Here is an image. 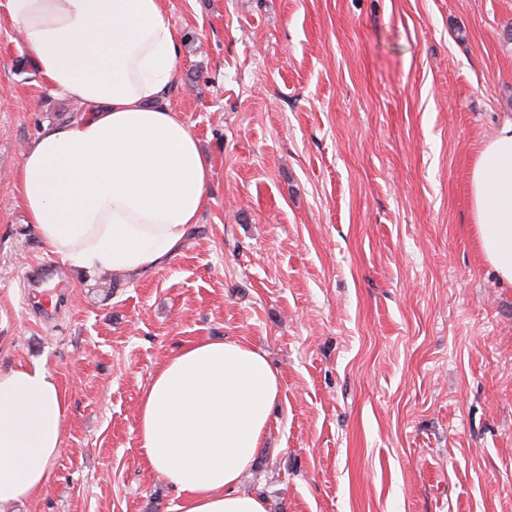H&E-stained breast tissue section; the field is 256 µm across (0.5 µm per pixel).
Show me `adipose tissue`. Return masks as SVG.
I'll use <instances>...</instances> for the list:
<instances>
[{"label": "adipose tissue", "instance_id": "ef3b65f1", "mask_svg": "<svg viewBox=\"0 0 512 512\" xmlns=\"http://www.w3.org/2000/svg\"><path fill=\"white\" fill-rule=\"evenodd\" d=\"M165 0H9L45 83L80 104L44 124L14 182L45 247L86 271L142 274L179 253L208 197L211 166L168 92L179 72ZM482 258L512 284V121L481 148L470 179ZM281 380L233 339L187 343L160 365L138 408L147 465L179 512H267L240 480L260 454ZM69 395L43 363L0 368V503L36 499L63 449Z\"/></svg>", "mask_w": 512, "mask_h": 512}]
</instances>
